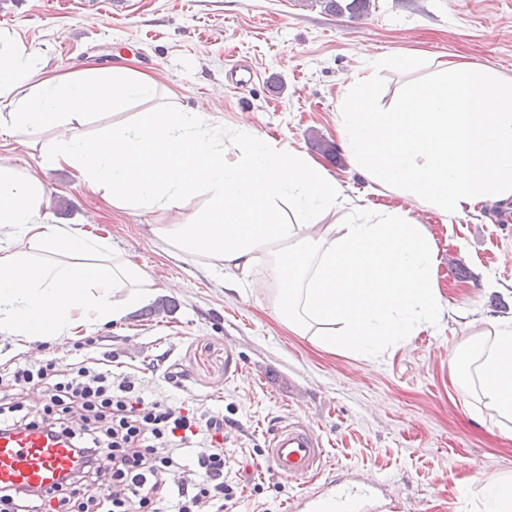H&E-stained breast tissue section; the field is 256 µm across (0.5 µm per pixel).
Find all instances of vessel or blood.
I'll use <instances>...</instances> for the list:
<instances>
[{
  "label": "vessel or blood",
  "mask_w": 512,
  "mask_h": 512,
  "mask_svg": "<svg viewBox=\"0 0 512 512\" xmlns=\"http://www.w3.org/2000/svg\"><path fill=\"white\" fill-rule=\"evenodd\" d=\"M326 453L318 435L288 424L273 430L266 465L280 478L303 485L316 475ZM74 457L64 443L38 432L0 434V488H48L71 468ZM378 481L337 486L324 498H308L311 512H383Z\"/></svg>",
  "instance_id": "obj_1"
}]
</instances>
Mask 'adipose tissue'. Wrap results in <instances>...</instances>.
<instances>
[{
	"mask_svg": "<svg viewBox=\"0 0 512 512\" xmlns=\"http://www.w3.org/2000/svg\"><path fill=\"white\" fill-rule=\"evenodd\" d=\"M27 81L32 93L16 95ZM157 93L127 70L48 74L24 45L0 39V133L37 132L30 148L119 209L172 212L202 197L182 223L150 233L184 261L224 270L226 289L270 295L294 335L371 355L440 320L437 249L423 225L399 207L332 223L342 187L298 150L251 139L227 155L205 113L173 104L80 134L95 115ZM47 207L40 178L0 164V333L21 346L78 339L156 290L106 239L53 223ZM479 322L450 370L512 438V316L488 311Z\"/></svg>",
	"mask_w": 512,
	"mask_h": 512,
	"instance_id": "1",
	"label": "adipose tissue"
}]
</instances>
